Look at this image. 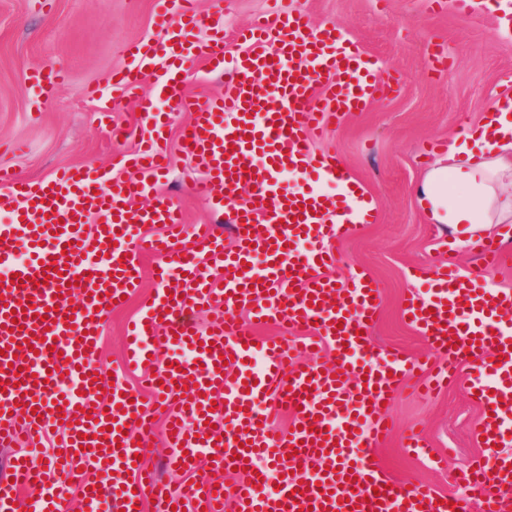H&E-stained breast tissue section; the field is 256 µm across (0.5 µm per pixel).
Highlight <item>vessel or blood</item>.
Masks as SVG:
<instances>
[{"label":"vessel or blood","mask_w":512,"mask_h":512,"mask_svg":"<svg viewBox=\"0 0 512 512\" xmlns=\"http://www.w3.org/2000/svg\"><path fill=\"white\" fill-rule=\"evenodd\" d=\"M158 17L164 37L126 44L128 65L109 86L113 99L137 98L141 112L140 146L121 163L165 169L171 116L154 100L190 106L185 150L213 207L230 213L236 245L225 247L209 224L184 230L167 197L132 209V196L152 191L143 181L74 165L33 184L0 169V213L11 217L0 224V266L13 271L0 281V442L41 445L64 429L47 465L14 457L0 478V512H69L70 477L80 479L89 505L111 496L114 512H136L149 497L187 512H224L228 496L238 512H466L462 499L441 502L430 487L400 486L376 468L370 450L392 429L381 404L426 363L373 343L380 289L372 277L328 274L337 263L331 241L355 236L370 212L338 154L313 155L309 143L384 94L373 59L335 25L312 27L292 7L240 31L245 49L230 57L223 21L208 40L195 38L204 22L196 0H159ZM199 63L223 77L224 89L191 103L184 77ZM148 76L154 94L143 97ZM64 80L54 69L26 76L39 101ZM285 169L296 187L281 185ZM320 180L338 195L315 191ZM241 186L249 194L235 197ZM156 224L167 236L144 233ZM144 254L161 258L158 288L128 326L126 364L146 372L153 397L117 387L107 404V380L94 363L101 318L138 288ZM175 275L178 291L166 286ZM435 286V300L405 308L409 324L448 355L432 386L453 380L460 361L489 355L469 374V390L484 412L476 436L501 443L512 431V289L476 286L451 262L439 267ZM198 307L212 314L207 329L185 317ZM242 312L251 326L240 324ZM269 323L307 329L334 347L335 365L298 363L282 342L255 336L254 327ZM175 345L188 357L153 369L152 355ZM283 409L291 426L277 433L269 422ZM160 414L169 466L194 477L177 496L146 464L136 435ZM261 457L281 476L276 493L259 474ZM234 467L250 479L230 493L216 474ZM511 468L512 456L497 454L462 472L482 512H501L488 483L511 487Z\"/></svg>","instance_id":"b4317fda"}]
</instances>
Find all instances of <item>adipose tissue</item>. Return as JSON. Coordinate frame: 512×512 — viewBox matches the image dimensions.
<instances>
[{
	"mask_svg": "<svg viewBox=\"0 0 512 512\" xmlns=\"http://www.w3.org/2000/svg\"><path fill=\"white\" fill-rule=\"evenodd\" d=\"M512 96H499L483 120L448 145L417 189L421 209L436 224H512Z\"/></svg>",
	"mask_w": 512,
	"mask_h": 512,
	"instance_id": "1",
	"label": "adipose tissue"
}]
</instances>
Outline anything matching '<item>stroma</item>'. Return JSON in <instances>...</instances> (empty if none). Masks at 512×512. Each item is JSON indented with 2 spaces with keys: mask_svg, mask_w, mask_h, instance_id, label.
Listing matches in <instances>:
<instances>
[{
  "mask_svg": "<svg viewBox=\"0 0 512 512\" xmlns=\"http://www.w3.org/2000/svg\"><path fill=\"white\" fill-rule=\"evenodd\" d=\"M313 25L335 24L370 54L394 89L363 111L347 115L312 144L314 152L331 150L344 161L373 207V216L351 239L335 242L340 265L336 279L350 270L367 272L378 284L381 302L372 338L384 349L440 363L426 338L404 317L408 295H423L414 268L434 272L454 254L465 275H482L489 287H511L512 267L480 273L478 256L465 245L450 246V228L431 223L418 205L414 187L444 144L479 120L500 95L512 93V22L503 23L512 0H474L469 15L438 7L430 0H295ZM208 19H223L224 52L240 46L237 27L266 13L268 0H199ZM155 0H53L51 12L34 0H0V168L31 181L50 177L69 165L110 169L128 179L132 172L117 160L136 151L140 112L136 103L113 102L109 96L87 98L90 87L106 88L113 71L125 66L121 45L162 37ZM63 71L65 83L41 106H34L27 71ZM111 114L110 128L100 127L101 110ZM190 112L177 110L168 129L167 171L153 176L158 192L184 213L187 224H219L204 178L195 172L182 148V132ZM156 258L141 261L143 281L125 307L103 319L96 360L109 372L110 383L138 388L139 372L124 368L126 324L153 296ZM469 365L459 380L433 397L403 386L387 401L385 413L397 431L375 448L380 472L408 486L430 485L437 492L467 498L454 480L464 467L484 461L491 449L474 431L481 407L468 390ZM420 429L430 452L417 455L401 445L400 428Z\"/></svg>",
  "mask_w": 512,
  "mask_h": 512,
  "instance_id": "35a3bbf8",
  "label": "stroma"
}]
</instances>
